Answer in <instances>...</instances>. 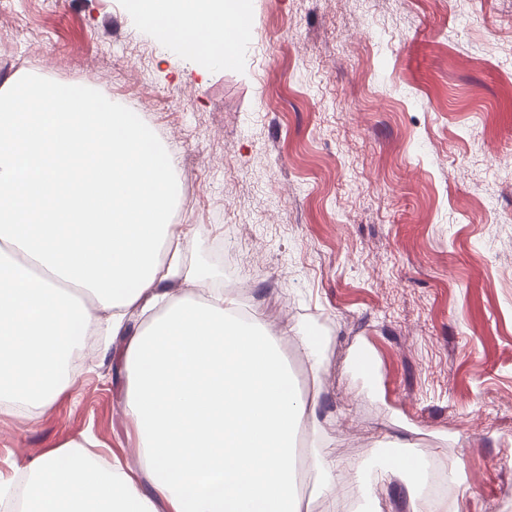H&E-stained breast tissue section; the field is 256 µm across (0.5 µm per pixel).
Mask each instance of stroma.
I'll list each match as a JSON object with an SVG mask.
<instances>
[{
    "instance_id": "1",
    "label": "stroma",
    "mask_w": 512,
    "mask_h": 512,
    "mask_svg": "<svg viewBox=\"0 0 512 512\" xmlns=\"http://www.w3.org/2000/svg\"><path fill=\"white\" fill-rule=\"evenodd\" d=\"M30 44L0 80L35 72L116 104L152 87L144 118L176 156L185 266L228 276L273 332L329 336L318 371L283 343L318 401L326 459L404 446L446 470L451 512H512V0H251L232 66L167 48L124 0H9ZM100 337L75 383L35 417L0 413V479L91 438L103 464L137 463L119 362ZM368 352L374 370L354 358ZM381 512H425L401 476Z\"/></svg>"
}]
</instances>
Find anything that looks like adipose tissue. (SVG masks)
I'll return each mask as SVG.
<instances>
[{
  "label": "adipose tissue",
  "instance_id": "1",
  "mask_svg": "<svg viewBox=\"0 0 512 512\" xmlns=\"http://www.w3.org/2000/svg\"><path fill=\"white\" fill-rule=\"evenodd\" d=\"M246 7L137 0L169 45L217 65L236 57ZM179 196L175 158L141 113L89 86L0 82V412L45 411L70 387L76 328L124 336L129 310L153 315L124 336L137 467L67 443L31 464L20 512H302L298 436L317 402L302 399L279 336L218 280L181 273ZM177 275L174 297L163 284ZM306 454L314 495L346 496L341 463ZM398 471L422 491L426 461L403 471L381 451L356 467L354 512H379L370 487Z\"/></svg>",
  "mask_w": 512,
  "mask_h": 512
}]
</instances>
